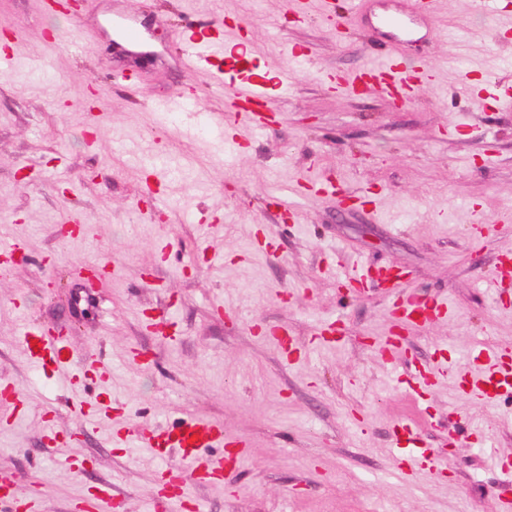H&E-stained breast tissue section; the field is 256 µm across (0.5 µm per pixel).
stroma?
Here are the masks:
<instances>
[{
	"label": "stroma",
	"mask_w": 512,
	"mask_h": 512,
	"mask_svg": "<svg viewBox=\"0 0 512 512\" xmlns=\"http://www.w3.org/2000/svg\"><path fill=\"white\" fill-rule=\"evenodd\" d=\"M134 2L84 0L74 19L0 0L13 52L0 68V249L25 254L0 272V386L24 399L0 414V478L27 512H76L103 482L113 501L100 512H178L164 473L182 457L117 436L191 414L246 443L223 482H187L202 512H501L512 392L468 395L460 373L477 342L512 353V288L490 286L512 259V108L495 99L512 92V35L493 37L512 6L435 0L430 37L398 47L433 79L397 106L332 81L374 58L367 6L346 8L340 38L321 0L302 22L291 0H144L129 43L110 21ZM220 15L246 23L260 71L288 74L264 127L234 115L208 69L180 63L181 28ZM190 89L191 112L158 120V103ZM143 141L173 166L152 210L128 153ZM331 180L365 204L316 193L287 221L269 198ZM95 261L116 271L90 290L80 270ZM359 267L401 273L405 294L447 300L451 315L389 349L395 293L376 278L347 292L341 276ZM333 320L337 343L323 338ZM28 322L57 328L72 361L35 365ZM92 361L107 375L74 386ZM418 367L433 384L415 399ZM101 398L112 410L87 427L81 408ZM405 420L416 448L396 443ZM70 456L80 471L61 469Z\"/></svg>",
	"instance_id": "1"
}]
</instances>
